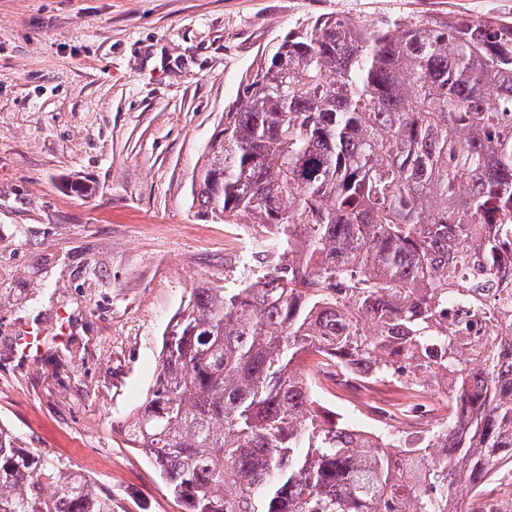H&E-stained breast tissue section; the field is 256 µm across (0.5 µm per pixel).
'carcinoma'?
I'll return each instance as SVG.
<instances>
[{"label": "carcinoma", "instance_id": "1", "mask_svg": "<svg viewBox=\"0 0 512 512\" xmlns=\"http://www.w3.org/2000/svg\"><path fill=\"white\" fill-rule=\"evenodd\" d=\"M190 194L276 232L292 262L190 289L121 426L184 512H469L457 485L478 493L512 460V293L494 287L512 247V20L288 31L242 76ZM460 312L490 335H460ZM312 355L418 398L415 362L448 379V416L417 445L355 427L319 402ZM0 512L114 510L0 427Z\"/></svg>", "mask_w": 512, "mask_h": 512}]
</instances>
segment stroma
I'll list each match as a JSON object with an SVG mask.
<instances>
[{"mask_svg": "<svg viewBox=\"0 0 512 512\" xmlns=\"http://www.w3.org/2000/svg\"><path fill=\"white\" fill-rule=\"evenodd\" d=\"M512 19V0H0V426L115 512H183L118 429L190 289L289 256L191 205L261 51L325 16Z\"/></svg>", "mask_w": 512, "mask_h": 512, "instance_id": "35a3bbf8", "label": "stroma"}]
</instances>
